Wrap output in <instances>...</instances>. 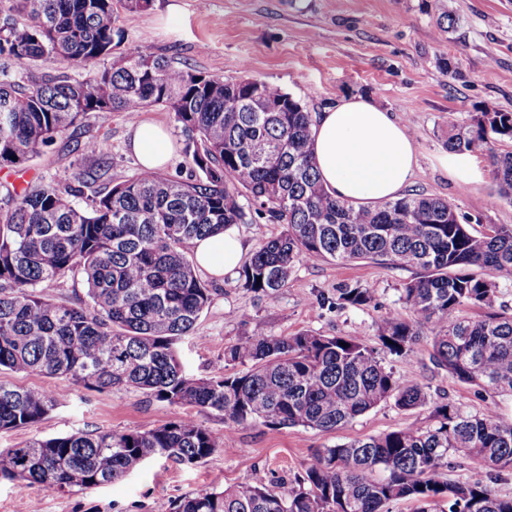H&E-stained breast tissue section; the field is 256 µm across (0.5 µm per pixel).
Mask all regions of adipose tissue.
<instances>
[{
    "label": "adipose tissue",
    "instance_id": "obj_1",
    "mask_svg": "<svg viewBox=\"0 0 512 512\" xmlns=\"http://www.w3.org/2000/svg\"><path fill=\"white\" fill-rule=\"evenodd\" d=\"M312 150L321 182L337 199L372 206L397 198L412 179L417 151L407 129L386 112L359 98L322 112L312 126ZM129 149L142 169L160 170L173 144L165 127L151 119L136 122ZM198 266L221 278L241 264L244 248L237 234L192 243Z\"/></svg>",
    "mask_w": 512,
    "mask_h": 512
}]
</instances>
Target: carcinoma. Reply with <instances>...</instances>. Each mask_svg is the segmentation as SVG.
Returning a JSON list of instances; mask_svg holds the SVG:
<instances>
[{
  "mask_svg": "<svg viewBox=\"0 0 512 512\" xmlns=\"http://www.w3.org/2000/svg\"><path fill=\"white\" fill-rule=\"evenodd\" d=\"M22 22L0 18V169L20 168L80 129L89 112L132 117L160 106L174 114L188 159L186 177L142 172L76 203L110 164L96 139L80 144L94 168L74 182L28 184L0 208V367L62 377L86 390L125 388L178 409L224 414L219 435L191 416L144 432L78 431L33 437L0 450V478L60 492L95 488L143 463L204 462L247 426L329 432L387 401L428 407L429 421L385 435L318 448L293 483L257 472L235 488L188 495L173 512H390L406 500L415 512H512V495L493 483L512 473V420L495 404L478 414L434 399L417 380L401 381L364 343L300 331L272 336L255 322L224 350V365L248 371L190 374L176 350L212 302L187 248L193 240L255 218L286 229L263 240L237 268L246 291L274 298L296 265L368 261L412 267L400 299L411 318L383 316L378 340L406 357L431 335L430 360L459 382L512 395V308L495 309L498 276H512V225L476 231L438 197L406 194L373 208L330 195L310 148L312 119L299 101L263 81L204 75L162 55L122 52L118 8L147 10L153 0H15ZM438 28L456 30L447 0H432ZM109 67L89 78L47 73L26 84L7 63ZM512 112H480L448 123L451 153H490L498 196L512 203ZM80 274L90 304L74 307L41 294ZM374 289L344 288L341 307L366 306ZM484 307V318L459 316ZM60 404L54 394L0 384V429L30 428ZM462 458L477 470L460 480Z\"/></svg>",
  "mask_w": 512,
  "mask_h": 512,
  "instance_id": "carcinoma-1",
  "label": "carcinoma"
}]
</instances>
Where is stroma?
<instances>
[{"instance_id":"obj_1","label":"stroma","mask_w":512,"mask_h":512,"mask_svg":"<svg viewBox=\"0 0 512 512\" xmlns=\"http://www.w3.org/2000/svg\"><path fill=\"white\" fill-rule=\"evenodd\" d=\"M429 0H154L144 11L120 10L123 47L171 58L177 66L227 79L252 77L289 93L311 115L342 98L360 96L391 112L414 137L418 168L409 188L432 195L468 216L476 230L512 225V204L499 199L493 167L475 155L477 180L456 179L444 167L449 121H470L483 110L512 112V0H448L461 25L451 34L435 24ZM132 123L120 112L87 113L79 135L56 137L25 167L0 170V199L18 177L64 185L92 166L77 138L102 141L113 182L140 171L129 151ZM410 267L358 261L300 263L276 298L239 288L236 274L213 281L212 302L189 336L177 344L189 373L233 374L224 351L250 324L263 322L275 336L311 331L344 335L378 347L377 324L389 313L406 315L401 290ZM362 285L374 300L339 307L338 289ZM431 340L421 336L412 353H382L399 379L416 378L431 395H448L467 411L488 403L512 416V397L460 383L429 359ZM0 382L61 395V404L32 428L0 430V449L34 437L83 431H148L175 419L167 403L125 389L87 391L37 373L0 370ZM428 408L402 410L387 402L331 432L262 426L239 429L204 463L178 465L159 458L121 480L87 490L58 492L0 478V512H172L174 500L221 490L257 470L288 482L313 451L427 423Z\"/></svg>"}]
</instances>
